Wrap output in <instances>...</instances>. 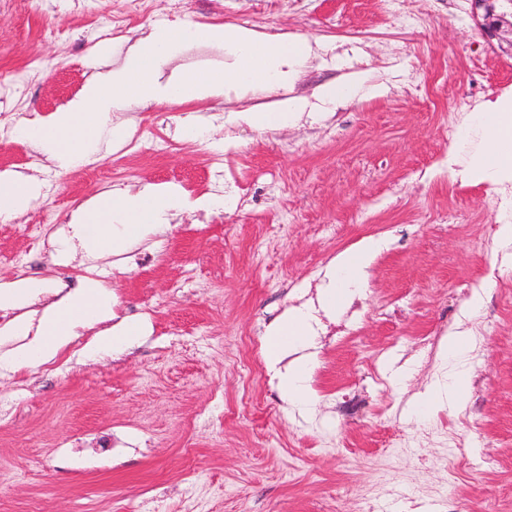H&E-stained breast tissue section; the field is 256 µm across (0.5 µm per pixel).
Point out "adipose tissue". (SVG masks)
<instances>
[{"instance_id":"1","label":"adipose tissue","mask_w":512,"mask_h":512,"mask_svg":"<svg viewBox=\"0 0 512 512\" xmlns=\"http://www.w3.org/2000/svg\"><path fill=\"white\" fill-rule=\"evenodd\" d=\"M202 40L223 43L233 65L224 70L189 71L165 85L157 81V71L165 60L183 45ZM311 57L310 43L297 37L262 34L237 26L208 30L190 24L156 26L135 43L122 69L108 80L90 81L68 108L21 124L16 136L60 167H77L91 161L103 139L125 136V126L112 119L117 102L183 103L219 97L234 86L244 90L290 87ZM306 108L305 98L291 97L274 109L253 106L236 112L234 120L259 132L273 131L300 122ZM448 175L468 184H512V93H502L475 107L461 146L448 153ZM39 196L36 183L0 176V222L15 219ZM218 204V199L193 200L168 187L128 190L118 196L102 194L79 210L74 241H61L59 247L67 252L77 243L99 257L120 255L148 235L165 229L174 214ZM387 247V238L369 236L341 252L330 263L327 280L319 290L318 306L290 308L268 326L263 338L265 362L278 378L283 401L299 412H311L315 402L310 381L316 360L317 309L333 312L351 303L364 288L369 267ZM114 304L111 288L99 280L84 279L79 288L47 306L38 325H30L23 318L15 321L12 332L24 337L25 343L0 354V366L18 370L48 362L82 330L95 333L91 356L125 354L136 345L144 328L140 321L130 318L113 322ZM471 345L470 331L449 328L439 352L441 361L450 367L448 381L433 385L414 399L411 414L424 418L438 408L452 409L467 401Z\"/></svg>"}]
</instances>
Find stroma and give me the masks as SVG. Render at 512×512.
<instances>
[{"label": "stroma", "mask_w": 512, "mask_h": 512, "mask_svg": "<svg viewBox=\"0 0 512 512\" xmlns=\"http://www.w3.org/2000/svg\"><path fill=\"white\" fill-rule=\"evenodd\" d=\"M179 20L296 34L314 55L290 91L120 108L117 121L144 139L104 142L76 169L16 138L26 119L119 70L152 26ZM230 63L223 44L196 42L157 80ZM348 76L364 80L359 97L316 99ZM508 89L512 56L479 33L468 0H0V174L41 186L20 219L0 223V283L38 248L24 226L57 223L117 185L224 201L172 216L124 254L123 271L81 250L45 261L49 290L104 280L116 314L146 334L118 359L87 357L86 334L38 367L0 368V512L37 501L47 512H327L338 490L340 512L370 493L395 512H512V244L498 238L512 187L463 186L447 166L458 99ZM292 94L316 121L269 133L227 122ZM188 126L204 138L187 140ZM496 199L499 221L484 223ZM451 208L464 223L445 222ZM367 236L389 246L354 305L319 311L315 407L290 412L261 350L239 343L315 298L330 260ZM480 283L466 406L415 418L410 401L448 373L418 339L457 323Z\"/></svg>", "instance_id": "stroma-1"}]
</instances>
